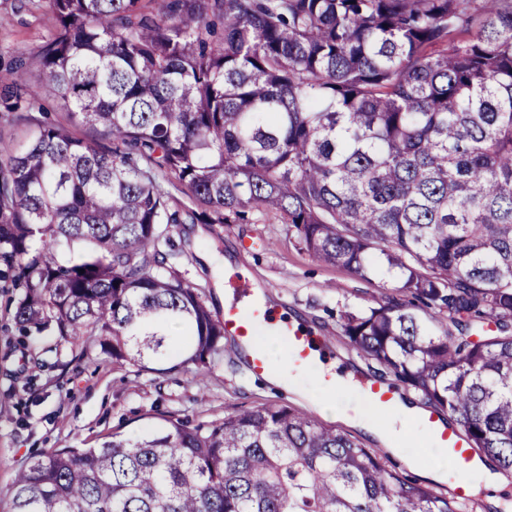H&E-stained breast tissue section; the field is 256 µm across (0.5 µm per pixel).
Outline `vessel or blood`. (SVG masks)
I'll list each match as a JSON object with an SVG mask.
<instances>
[{
	"label": "vessel or blood",
	"mask_w": 512,
	"mask_h": 512,
	"mask_svg": "<svg viewBox=\"0 0 512 512\" xmlns=\"http://www.w3.org/2000/svg\"><path fill=\"white\" fill-rule=\"evenodd\" d=\"M243 295L247 299L246 307L235 304L225 306L222 322L225 335L235 341V355L250 374L265 378L276 375L260 343L264 336H276L287 342L288 362L295 367L326 364L328 356L317 352L315 336L295 327L287 315L274 314L266 289L248 285ZM364 390L371 405L386 412L394 410L396 396L390 389L371 383L365 385ZM417 424L426 437L446 448L460 467L466 468L473 463V451L464 437L448 428L440 415L432 411L422 414L418 416Z\"/></svg>",
	"instance_id": "1"
}]
</instances>
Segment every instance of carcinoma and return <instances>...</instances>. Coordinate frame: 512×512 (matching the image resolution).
<instances>
[{"mask_svg": "<svg viewBox=\"0 0 512 512\" xmlns=\"http://www.w3.org/2000/svg\"><path fill=\"white\" fill-rule=\"evenodd\" d=\"M55 26L0 103V260L22 334L88 330L112 361L208 367L224 325L167 225L278 213L317 261L396 282L348 344L512 474V0H42ZM99 132L102 141L72 127ZM109 144H104V141ZM180 185L203 210L171 209ZM44 235L35 243V234ZM474 340L435 333L417 304ZM179 329L174 336L171 329ZM12 512H468L288 405L171 416L32 456ZM13 113L5 112L0 105V150L18 149L25 141L30 132L29 128L12 122Z\"/></svg>", "mask_w": 512, "mask_h": 512, "instance_id": "carcinoma-1", "label": "carcinoma"}]
</instances>
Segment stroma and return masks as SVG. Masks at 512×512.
Returning <instances> with one entry per match:
<instances>
[{"mask_svg": "<svg viewBox=\"0 0 512 512\" xmlns=\"http://www.w3.org/2000/svg\"><path fill=\"white\" fill-rule=\"evenodd\" d=\"M53 25L37 0H0V86L13 78L11 58L36 56ZM168 230L179 252V270L215 314L231 300L233 279L264 283L276 307L332 349L337 374L353 375L355 386L341 392L340 411L329 413L313 404L320 391L312 373L298 374L295 392L280 395L273 382L245 370L229 342L209 368L191 364L159 374L114 363L92 336L72 343L52 330L24 337L14 319L21 290L12 270L0 263V512H10L17 471L42 450L88 448L112 433L139 432L169 415L194 423L220 421L235 406L282 401L356 437L407 480L450 495L451 483L428 475L441 454L423 434L410 435L394 453L352 421L363 409L377 421L383 414L364 400L359 384L374 380L375 372L342 337L340 315L367 309L375 297L391 291V283L317 261L273 212L254 214L244 223L172 224Z\"/></svg>", "mask_w": 512, "mask_h": 512, "instance_id": "obj_1", "label": "stroma"}]
</instances>
